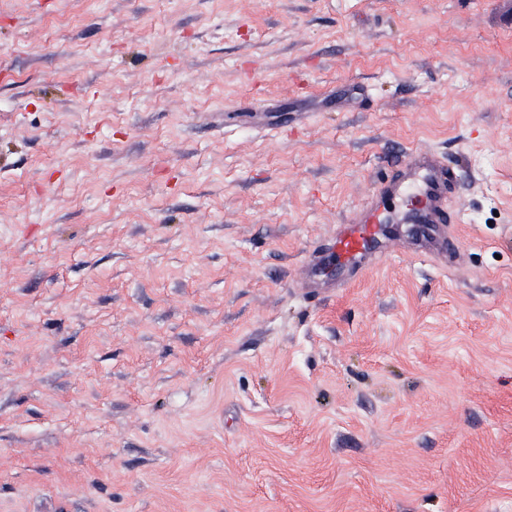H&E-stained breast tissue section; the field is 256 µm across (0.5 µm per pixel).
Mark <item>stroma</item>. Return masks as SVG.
Returning a JSON list of instances; mask_svg holds the SVG:
<instances>
[{"label":"stroma","mask_w":512,"mask_h":512,"mask_svg":"<svg viewBox=\"0 0 512 512\" xmlns=\"http://www.w3.org/2000/svg\"><path fill=\"white\" fill-rule=\"evenodd\" d=\"M419 148L458 259L302 299ZM0 512H512V0H0Z\"/></svg>","instance_id":"obj_1"}]
</instances>
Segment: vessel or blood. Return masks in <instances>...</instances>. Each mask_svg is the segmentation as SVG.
I'll list each match as a JSON object with an SVG mask.
<instances>
[{"label": "vessel or blood", "instance_id": "vessel-or-blood-1", "mask_svg": "<svg viewBox=\"0 0 512 512\" xmlns=\"http://www.w3.org/2000/svg\"><path fill=\"white\" fill-rule=\"evenodd\" d=\"M459 169L439 150L420 148L392 162L335 238L308 254L298 286L321 299L347 287L371 262L401 252L447 266L460 252L451 227L460 223Z\"/></svg>", "mask_w": 512, "mask_h": 512}]
</instances>
